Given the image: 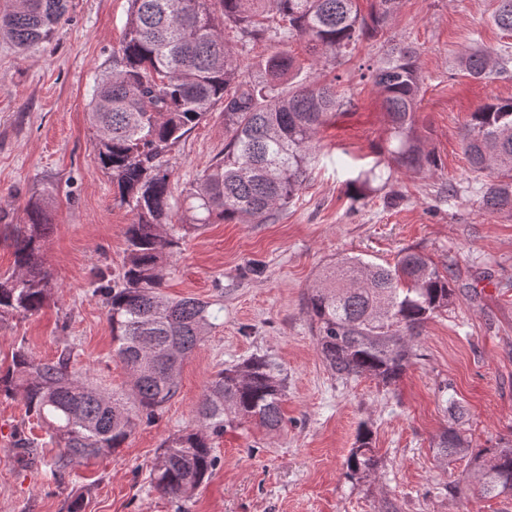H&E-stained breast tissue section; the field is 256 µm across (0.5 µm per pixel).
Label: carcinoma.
Masks as SVG:
<instances>
[{"instance_id":"carcinoma-1","label":"carcinoma","mask_w":512,"mask_h":512,"mask_svg":"<svg viewBox=\"0 0 512 512\" xmlns=\"http://www.w3.org/2000/svg\"><path fill=\"white\" fill-rule=\"evenodd\" d=\"M496 27L512 32V0H497ZM123 38L89 103L92 147L99 167L117 189L120 204L135 213L127 226L126 257L117 278L99 284L112 324L116 353L131 378L128 394L94 387L71 367L64 349L53 361L34 360L23 348L0 368V395L19 397L60 452L61 474L124 445L140 417L153 419L179 390L183 361L216 328L210 303L161 292L166 261L179 238L168 233L178 222L200 229L215 221L267 223L288 207L314 159L316 135L342 104L336 84L316 76L287 86L301 72L284 49L289 38L304 39L306 51L335 65L361 39L382 38L397 0H372L361 14L359 0H128ZM66 0H15L0 14V37L21 55L51 39L65 15ZM245 51L259 42L269 52L260 61L264 76L253 79L229 42ZM509 53L469 48L457 66L475 79L509 73ZM398 146L397 163L431 170L435 159L413 143L411 130L420 97L419 53L391 48L371 72ZM224 114L230 138L224 153L185 198L182 214L170 203L171 173L163 158L212 113ZM462 148L475 178L485 179L482 206L512 216V99H493L471 113ZM53 188L29 200L28 222L11 225L0 207V224L10 228L14 266L0 276V321L37 313L54 296L42 262L50 230ZM453 289L425 255L409 249L394 266L344 257L324 270L307 295L316 345L326 367L341 380L373 377L397 382L414 355L428 320L448 309ZM287 376L269 357L254 355L218 371L196 408L197 426L168 438L154 458L150 476L165 495L184 497L198 488L215 465L213 441L236 421L279 430ZM465 411L448 402L446 428L436 444L443 465L469 457L465 491L479 498L512 500V442L474 450L460 426ZM348 474L371 478L377 469L363 435L346 461Z\"/></svg>"}]
</instances>
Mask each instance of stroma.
Returning <instances> with one entry per match:
<instances>
[{"mask_svg": "<svg viewBox=\"0 0 512 512\" xmlns=\"http://www.w3.org/2000/svg\"><path fill=\"white\" fill-rule=\"evenodd\" d=\"M497 0H399L388 21L396 42L416 47L422 91L415 135L436 160L421 173L396 165L391 122L367 79L386 47L365 39L341 65L314 63L303 40L287 48L303 69L336 84L343 111L321 129L312 168L294 202L267 224L216 223L183 235L166 267V295L211 302L218 325L185 360L178 394L123 448L52 476L58 454L20 399L0 397V512H512V501L464 499L450 489L466 467L440 466L448 399L466 411L470 447L512 440V216L486 211L461 133L475 109L512 99V77L476 80L454 64L473 43L512 50L493 26ZM127 0H69L54 37L28 56L0 39V206L17 224L31 194L55 188L43 257L58 291L39 313L0 322V364L17 347L42 361L70 348L91 382L122 394L129 377L114 353L98 273L118 275L134 213L119 204L93 152L87 120L96 78L118 48ZM221 113L167 155L170 202L223 152ZM451 274L453 297L424 327L404 375L391 386L328 371L307 313L309 288L336 260L387 265L405 249ZM288 376L283 425L274 434L236 423L215 439L217 465L190 496L155 490L150 466L163 442L194 427L210 377L252 354ZM368 429L375 477L350 478L346 459ZM32 446L19 452L18 437Z\"/></svg>", "mask_w": 512, "mask_h": 512, "instance_id": "stroma-1", "label": "stroma"}]
</instances>
